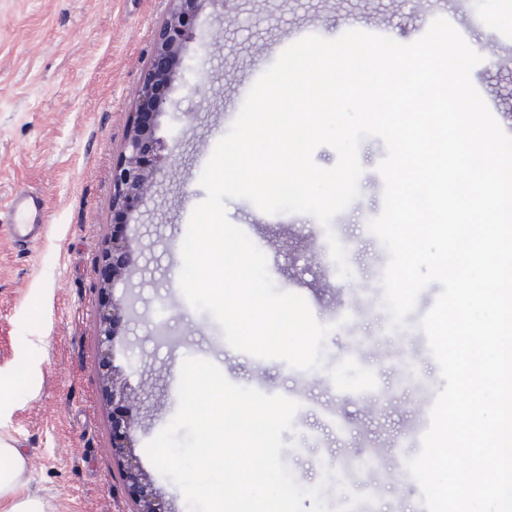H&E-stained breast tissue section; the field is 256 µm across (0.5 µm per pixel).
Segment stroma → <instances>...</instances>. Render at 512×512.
I'll use <instances>...</instances> for the list:
<instances>
[{"instance_id": "obj_1", "label": "stroma", "mask_w": 512, "mask_h": 512, "mask_svg": "<svg viewBox=\"0 0 512 512\" xmlns=\"http://www.w3.org/2000/svg\"><path fill=\"white\" fill-rule=\"evenodd\" d=\"M169 0H0V372L27 350L41 363L36 392L4 391L0 436L26 456L25 477L51 512H134L112 458V401L99 367V318L108 296L128 299L130 321L112 341V364L139 389L141 427L134 452L172 512H187L181 491L153 466L146 445L178 408L174 383L185 359H217L236 385L264 387L300 404L283 433L281 459L299 485H324L329 508L367 493L366 512H417V490L397 469L391 448L409 442L444 386L419 323L441 290L419 294L403 327L390 329L381 277L388 252L366 234L383 206L377 165L382 141H361L359 196L329 226L301 213L267 214L244 198L226 202L228 220L251 227L277 288L302 296L313 316L333 325L319 369L246 356L226 345L209 313L195 310L178 283L190 215L206 196L200 174L234 123L258 77L292 43L375 28L401 43L422 37L438 17L455 18L483 60L472 71L497 120L512 126V102L500 103L512 68V28L500 25L498 0H237L234 13L194 21L205 48L175 81L158 135L172 152L153 192L131 215L138 240L135 273L102 291L105 251L117 218L112 167ZM18 191L42 202L44 237L18 248L5 204ZM322 255L297 276L282 247L289 228ZM347 247L350 278H340L327 233ZM334 469L338 479L324 481Z\"/></svg>"}]
</instances>
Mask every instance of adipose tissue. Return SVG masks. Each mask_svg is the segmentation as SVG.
<instances>
[{
    "label": "adipose tissue",
    "instance_id": "adipose-tissue-1",
    "mask_svg": "<svg viewBox=\"0 0 512 512\" xmlns=\"http://www.w3.org/2000/svg\"><path fill=\"white\" fill-rule=\"evenodd\" d=\"M25 466L21 450L0 439V512H48L46 502L29 492Z\"/></svg>",
    "mask_w": 512,
    "mask_h": 512
}]
</instances>
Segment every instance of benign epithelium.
<instances>
[{"instance_id": "1", "label": "benign epithelium", "mask_w": 512, "mask_h": 512, "mask_svg": "<svg viewBox=\"0 0 512 512\" xmlns=\"http://www.w3.org/2000/svg\"><path fill=\"white\" fill-rule=\"evenodd\" d=\"M169 2L171 7L157 30L150 64L140 82L134 112L128 119L121 157L112 170V211L122 217L132 215L150 191L153 180L150 162L166 159L167 146L157 136V131L166 115L168 93L186 68L190 46H204L190 21L206 10L224 15L235 9V0ZM138 258L139 249L127 235H112L101 288L108 289L112 282L130 274L137 266ZM124 316V303L120 299L112 300L100 315L99 336L106 343L101 366L106 369L104 380L112 393V455L123 461L124 477L136 490V512H169L140 471L133 454L139 397L128 382L112 373L111 337L116 335Z\"/></svg>"}]
</instances>
